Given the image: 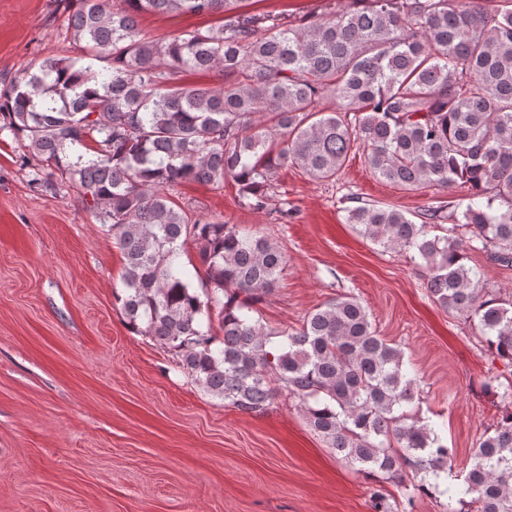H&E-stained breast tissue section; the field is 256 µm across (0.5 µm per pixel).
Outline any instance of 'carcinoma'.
I'll return each instance as SVG.
<instances>
[{"mask_svg":"<svg viewBox=\"0 0 512 512\" xmlns=\"http://www.w3.org/2000/svg\"><path fill=\"white\" fill-rule=\"evenodd\" d=\"M60 2L83 55L47 57L0 86V118L112 231L129 326L242 413L263 414L287 391L364 473L403 481L452 468V450L412 408L417 379L402 351L357 298L326 302L297 330L262 324L250 312L274 291L282 251L241 225L190 218L171 190L222 188L229 177L245 206L264 210L278 169L329 179L357 149L375 176L406 190L463 189L450 213L430 207L419 224L352 195L347 223L419 259L434 302L473 322L512 366V298L486 291L466 264L480 250L512 268V0H349L301 23L241 12L171 40L148 37L140 16L224 13L239 0H116L110 12L101 0ZM191 70L224 84L182 85ZM187 241L199 289L180 260ZM447 493L448 512H460L455 502L512 512V409Z\"/></svg>","mask_w":512,"mask_h":512,"instance_id":"carcinoma-1","label":"carcinoma"}]
</instances>
